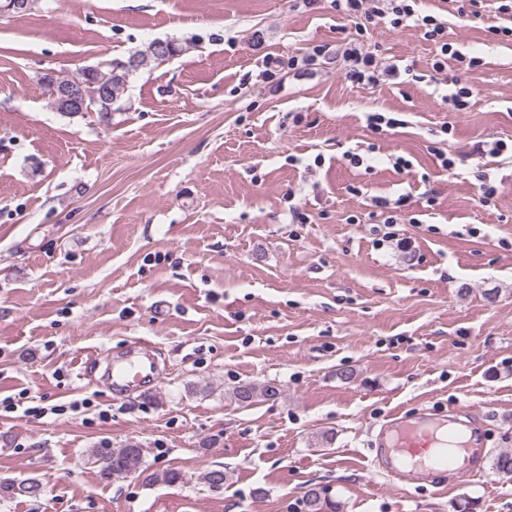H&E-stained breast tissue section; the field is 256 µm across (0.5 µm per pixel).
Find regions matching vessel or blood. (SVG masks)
Listing matches in <instances>:
<instances>
[{"mask_svg": "<svg viewBox=\"0 0 512 512\" xmlns=\"http://www.w3.org/2000/svg\"><path fill=\"white\" fill-rule=\"evenodd\" d=\"M147 343L135 341L133 352L106 379L115 391L148 387L154 366L146 358ZM461 409L452 406L443 421L426 414L392 416L378 433L371 450L373 463L396 486L411 483L447 485L459 460L470 459L478 440L477 430L461 428Z\"/></svg>", "mask_w": 512, "mask_h": 512, "instance_id": "obj_1", "label": "vessel or blood"}]
</instances>
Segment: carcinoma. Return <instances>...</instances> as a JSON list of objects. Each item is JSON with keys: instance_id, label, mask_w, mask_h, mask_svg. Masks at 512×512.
Listing matches in <instances>:
<instances>
[{"instance_id": "cac0c4a2", "label": "carcinoma", "mask_w": 512, "mask_h": 512, "mask_svg": "<svg viewBox=\"0 0 512 512\" xmlns=\"http://www.w3.org/2000/svg\"><path fill=\"white\" fill-rule=\"evenodd\" d=\"M34 4L35 0H0V12L24 15ZM182 51L183 47L174 41L155 40L146 50L130 55L121 64L86 67L71 78L46 73L41 77V84L57 111L67 115L93 111L99 114L101 121L107 122L111 119L112 104L119 99L133 74L150 70ZM279 394V389L271 384L254 382L239 385L232 392L236 402L246 405L260 399L271 400ZM92 457L98 461L105 457L110 460V466L102 470L107 478H124L146 470L143 449L135 444L98 448ZM40 492L41 484L33 478L19 483L0 482V493L37 499ZM303 507L305 512H339L338 504L316 486L304 491Z\"/></svg>"}]
</instances>
